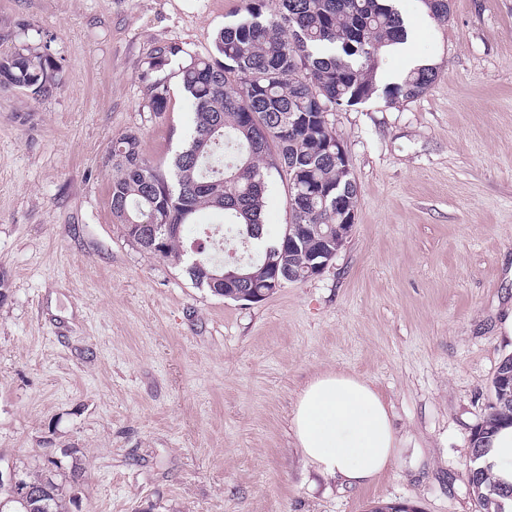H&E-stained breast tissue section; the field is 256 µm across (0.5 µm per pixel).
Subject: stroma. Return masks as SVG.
<instances>
[{"label": "stroma", "mask_w": 512, "mask_h": 512, "mask_svg": "<svg viewBox=\"0 0 512 512\" xmlns=\"http://www.w3.org/2000/svg\"><path fill=\"white\" fill-rule=\"evenodd\" d=\"M438 77L419 98L330 112L359 206L318 276L259 303L191 284L110 205L112 140L169 168L190 114L144 105L160 41L211 53L243 0H0V54L50 38L57 94L0 90V473L72 458L70 512H475L466 470L512 355V0H399ZM368 378L401 452L364 488L319 474L292 431L317 375Z\"/></svg>", "instance_id": "35a3bbf8"}]
</instances>
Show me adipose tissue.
Listing matches in <instances>:
<instances>
[{"instance_id": "ef3b65f1", "label": "adipose tissue", "mask_w": 512, "mask_h": 512, "mask_svg": "<svg viewBox=\"0 0 512 512\" xmlns=\"http://www.w3.org/2000/svg\"><path fill=\"white\" fill-rule=\"evenodd\" d=\"M293 430L304 460L351 488L371 484L398 453L390 414L372 383L340 371L321 374L301 390ZM480 464L496 482L512 485V425L498 428Z\"/></svg>"}]
</instances>
